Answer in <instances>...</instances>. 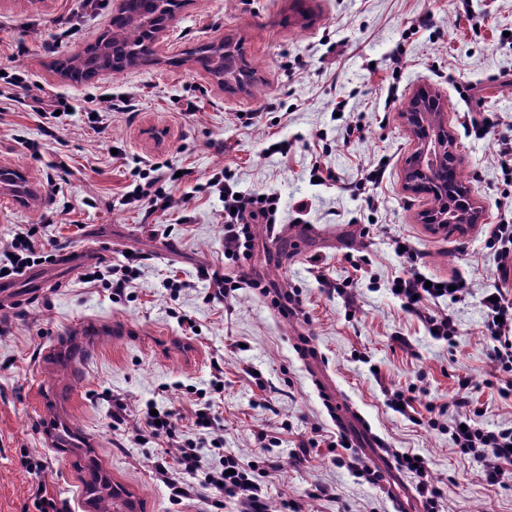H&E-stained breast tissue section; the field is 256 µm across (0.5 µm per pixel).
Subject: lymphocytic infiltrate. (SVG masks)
Wrapping results in <instances>:
<instances>
[{"instance_id": "obj_1", "label": "lymphocytic infiltrate", "mask_w": 512, "mask_h": 512, "mask_svg": "<svg viewBox=\"0 0 512 512\" xmlns=\"http://www.w3.org/2000/svg\"><path fill=\"white\" fill-rule=\"evenodd\" d=\"M175 168H163L156 163L147 168H135L134 187L123 196L124 204H138L146 214L166 211L176 204L164 185L173 181ZM209 187L215 188L224 198V255L235 259L246 254L253 245L255 224H265L267 230H275L277 199L274 195L259 197L255 192H242L231 177L213 176ZM498 261L500 284L484 289L481 304L485 320L481 332L488 348V356L503 376L497 388L501 397L512 396V290L504 282L512 277V225H494L486 240ZM42 246L34 232L24 231L21 237L12 238L4 254L0 255V270L8 276L20 275L37 259ZM409 269L391 281L397 288L401 308L419 317L429 335L438 341L454 342L457 327L453 318L445 313L424 312L426 301L445 298L457 303L466 297L470 285L463 276L454 274L443 279L441 285L427 286V274L418 268L419 255L412 245H405L399 253ZM475 385L469 378L458 379L457 386L448 396V404L456 412L451 426H443L439 417L427 420L429 427L447 429L450 438L461 454L472 456L479 463L489 483L497 484L506 469L512 465V426L488 429L476 423L479 414L475 406ZM215 419L209 404H202L194 411V426L199 437H208L210 452L219 459L218 466L208 469L202 464L196 440L176 441L178 454L175 465L153 462L156 477L169 489L175 503L195 500L200 490H208L214 496L215 508L233 504L236 512H274L267 490L256 478V468L241 462L234 454L225 452L224 442L215 437Z\"/></svg>"}]
</instances>
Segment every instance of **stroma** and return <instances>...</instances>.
Here are the masks:
<instances>
[{
    "label": "stroma",
    "mask_w": 512,
    "mask_h": 512,
    "mask_svg": "<svg viewBox=\"0 0 512 512\" xmlns=\"http://www.w3.org/2000/svg\"><path fill=\"white\" fill-rule=\"evenodd\" d=\"M480 28L458 18L456 0H186L156 42L151 63L115 75L103 70L74 83L53 70L83 53L111 27L117 0L99 7L82 0H0V71L25 70L31 86L23 102H0V165L23 175L28 194L0 191V248L21 227L41 228L49 262L37 264L47 288L18 286L0 300V512H29L32 490L69 501L71 512H95L86 492L90 465H98L132 512H217L210 491L176 505L156 479L152 463L166 442L135 443L131 435L146 402L177 414L178 440L194 438V390L208 389L216 370L224 391L213 411L216 436L227 452L249 461L263 456L262 436L278 438L276 468L260 480L273 503L304 502V512H422L415 473L398 468L394 452L425 457L442 488L441 512H512V474L486 482L471 456L448 433L416 425L387 406L389 394L418 384L420 403H447L461 376L481 384L478 422L512 426V397L501 398L498 373L481 338L482 288L498 278L490 225L505 184L497 141L512 137V0H472ZM433 13L435 24L414 29ZM231 39L255 66V84L233 93L197 66L192 51ZM401 50L391 75L388 57ZM427 86L447 105L448 127L470 177L482 222L459 235L432 231L419 215L426 195L402 188L414 139L401 114ZM59 118H44L49 100ZM346 100L343 115L334 106ZM197 109L189 112L186 101ZM99 113L100 132L87 126ZM495 115L485 138L469 136L465 120ZM252 115V126L241 118ZM362 138L344 142L346 125ZM288 156L270 152L276 142ZM389 166L369 211L357 185L366 167ZM337 175L332 185L312 181L314 162ZM169 163L186 172L168 185L174 208L145 214L121 196L138 165ZM228 170L241 189L274 194L278 235L254 227L248 257H224V199L198 192ZM409 240L422 272L461 273L472 289L464 301L427 302L430 313L452 316L455 344L434 340L406 314L389 290L405 264L394 251ZM100 252L101 271L140 258V276L124 295L104 282H85L57 260L58 251ZM208 268L248 276L299 293L304 312L286 315L258 289L241 286L233 298L208 296L198 276ZM352 288L354 307L324 291L318 275ZM179 279L180 291L165 288ZM190 317L193 328L179 326ZM408 347L397 344V337ZM349 403L371 427L357 433L358 452L385 475L383 486L338 467L326 447L295 464L300 441L338 428L324 392ZM126 406L112 416L113 400ZM70 423L80 449L62 450L56 422ZM39 454L43 472H27L23 453ZM331 494L313 498L314 485Z\"/></svg>",
    "instance_id": "35a3bbf8"
}]
</instances>
